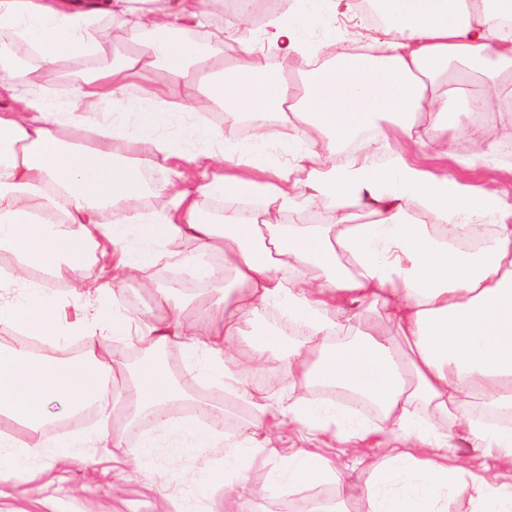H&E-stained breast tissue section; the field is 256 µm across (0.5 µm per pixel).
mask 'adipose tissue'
Returning a JSON list of instances; mask_svg holds the SVG:
<instances>
[{"mask_svg":"<svg viewBox=\"0 0 512 512\" xmlns=\"http://www.w3.org/2000/svg\"><path fill=\"white\" fill-rule=\"evenodd\" d=\"M207 2L178 0L172 10L157 0H0V98L12 102L0 108V249L17 259L0 286L26 283L33 267L62 280L93 266L97 290L107 294L136 278L160 230L172 240L197 242V255L184 265L191 277L209 275L206 258L217 243L227 269L223 301L200 306L210 325L205 339L187 337L174 299L158 288L154 302L163 319L92 317L75 324L86 356L63 350L48 361L21 345L1 351L0 414L35 431L54 397L71 411L109 398L132 416L161 411L173 386L155 354L181 338L204 354L209 380L250 404V428L299 423L317 434L339 422L347 436L375 440L385 455L363 493L364 512H446L465 480L473 512H512V484L496 476L512 471V426L464 414L460 402L467 391L512 413V207L494 189L472 192L399 151L382 164L370 153L342 165L330 161L383 116L395 119L403 137L447 155V119L421 128L415 116L433 111L441 97L438 78L451 64L467 68L482 91L512 98V0H376L385 34L381 56L341 52L330 67L297 81L270 70L252 47L225 58L224 29L208 30L205 56L181 38L182 29L201 24ZM107 19L145 29L149 37L113 54L99 35ZM312 21L306 13L273 17L262 41L285 56L302 53L301 32ZM21 45L40 67L18 66ZM75 58L97 66L80 81H58L59 92L78 106L60 115L52 110L44 68ZM158 69L166 73L153 92L159 110L143 113L130 130L112 121L93 127L88 142L63 139L62 127L82 125L84 113L126 97ZM201 94L228 112L281 114L279 129L257 126L256 138L276 137L291 160L270 166L257 143L245 152L254 176L216 173L198 192L280 209L325 203L333 223L266 224L253 216L221 226L184 190L173 191L166 213L147 217L131 205L113 217V204L130 198L134 174L146 160L179 154L178 141L163 132L170 96L193 101ZM117 137L125 142L119 155L112 149ZM53 215L63 224L50 223ZM482 216L495 220L484 246H458L468 220ZM310 267L321 270L322 282L308 279ZM366 303L385 309L389 331L350 329L348 311ZM272 307L303 328L304 339L284 345L260 322ZM3 322L39 336L63 334L58 299L43 285L30 288L24 302L0 304ZM131 334L143 337L151 354L115 393L112 375L123 363L98 356L99 339ZM244 334L250 344L242 350L236 339ZM273 355L305 385L321 383L377 403L389 428L354 423L297 390L274 402L255 394L249 378ZM458 438L481 449L494 469L465 467L456 454ZM260 455L271 464L270 485L346 483L322 453L268 439L250 448L229 442L224 499L206 512H234L251 492L249 476Z\"/></svg>","mask_w":512,"mask_h":512,"instance_id":"obj_1","label":"adipose tissue"}]
</instances>
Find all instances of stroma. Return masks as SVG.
<instances>
[{
    "mask_svg": "<svg viewBox=\"0 0 512 512\" xmlns=\"http://www.w3.org/2000/svg\"><path fill=\"white\" fill-rule=\"evenodd\" d=\"M300 8L318 19L317 24L302 32L309 53L301 60H284L275 51H266L271 69L296 73L306 70L311 62L323 67L330 63L329 57L321 53L325 45L338 49L368 46L379 44L383 38L380 27L369 22L356 0H302ZM263 28V23L254 17L226 14L225 57L237 56L241 48L256 45ZM486 114L485 127L492 146L491 162L486 166L466 165V158L476 149L468 137H455L449 156L438 159L428 147L401 137L384 119L364 129L353 152L372 151L382 160L390 150L400 149L411 161L446 169L464 184L496 187L506 203L512 205V112L501 111L493 104ZM199 116L222 132L225 147L241 140H255L254 134H242L238 116L225 112L223 107L215 106L199 114L173 108L167 130L181 140L182 154L172 163H152L140 170L136 202L140 210H166L170 197L165 186L173 179V169L203 164L206 147L192 134ZM154 247L164 253V260L145 266L137 279L106 296H99L92 269L84 267L55 281L52 288L63 301L62 322L83 318L92 308L105 317L117 313L135 320H153L151 287H169L168 272L177 271L183 261L196 254L193 242H173L162 235ZM168 353L174 356L182 381L179 395L167 402L164 412L171 427L134 422L119 409L82 412L72 417L61 406L52 405L51 422L67 421L71 428L55 434L45 428L32 431L13 425L16 438L43 443L44 450L30 460L29 476L22 478L8 469L0 471V512H176L188 490L201 512L212 501L222 500L224 485L219 477L224 473L223 447L197 446L192 430L185 427L188 416L200 413L199 400L210 383L182 347L170 346ZM115 431L123 434V447H113L109 440V433ZM177 448L182 451L178 457L173 454ZM329 454L349 477L346 491H339L333 484L286 486L252 497L250 512H312L320 497L342 498L344 512H359L360 493L372 480L370 464L381 460L382 449L371 442L340 440Z\"/></svg>",
    "mask_w": 512,
    "mask_h": 512,
    "instance_id": "1",
    "label": "stroma"
}]
</instances>
